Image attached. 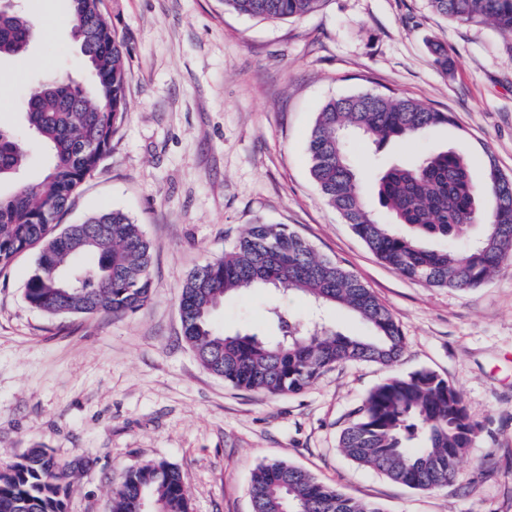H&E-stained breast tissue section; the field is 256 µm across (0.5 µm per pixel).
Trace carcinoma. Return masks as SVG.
Masks as SVG:
<instances>
[{"label": "carcinoma", "mask_w": 512, "mask_h": 512, "mask_svg": "<svg viewBox=\"0 0 512 512\" xmlns=\"http://www.w3.org/2000/svg\"><path fill=\"white\" fill-rule=\"evenodd\" d=\"M90 89L70 81H45L28 89L25 122L48 151L37 182L17 175L27 162L19 135L0 127V271L19 256L38 251L25 285L28 303L52 315L133 313L151 292V245L123 211L95 214L80 224H59L60 215L104 155L87 147H112L126 114L124 44L95 15L96 0H67ZM323 0H224L236 14L271 21L301 17ZM440 15L469 25L490 24L512 33V0H430ZM22 14L0 12V59L28 50L32 33ZM452 122L450 114L398 94L357 93L328 100L308 142L310 173L322 197L354 233L400 276L431 287L467 289L484 283L512 258V178L494 161L476 177L469 160L452 150L385 169L375 184L391 218L380 221L363 201L347 158L353 131L379 141H405ZM494 205L485 210L486 198ZM426 240L462 241L460 249H428ZM274 288L300 293L318 309L339 305L356 314L369 335L350 338L322 320L272 314L277 339L257 333L229 334L213 313L234 292ZM184 340L204 368L224 382L271 395L294 394L343 361L395 364L404 336L391 311L355 274L319 257L282 225L257 224L224 257L196 268L179 296ZM478 436L460 390L435 372L395 375L373 388L340 435L352 462L414 490L452 482L457 464ZM73 482L69 468L44 448H29L0 466V512H68ZM252 512H381L371 501L347 497L308 471L283 461L259 465L252 474ZM111 512H191L186 479L176 465L153 461L128 469L112 490Z\"/></svg>", "instance_id": "cac0c4a2"}]
</instances>
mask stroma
Segmentation results:
<instances>
[{"label":"stroma","instance_id":"stroma-1","mask_svg":"<svg viewBox=\"0 0 512 512\" xmlns=\"http://www.w3.org/2000/svg\"><path fill=\"white\" fill-rule=\"evenodd\" d=\"M37 39L0 62V126L25 131L21 99L37 80L89 82L67 0H23ZM126 47L125 120L110 152L61 216L77 224L120 209L152 248L151 295L121 319L33 308L28 252L0 273V462L38 447L73 464L69 512H110L129 468L165 460L186 476L192 512H251L253 470L299 466L381 512H512V261L480 287L433 288L383 264L323 199L307 142L331 98L396 93L451 114L404 143L356 139L349 160L377 208L378 171L433 151L467 155L512 177V35L439 15L429 0H326L278 21L240 16L224 0H104ZM448 51L440 69L433 44ZM253 224H282L360 278L405 337L398 362L340 363L306 390L269 395L207 371L184 341L180 286L223 257ZM296 316L300 295L227 297L226 331L276 338L268 309ZM434 371L462 393L480 431L450 485L420 492L347 459L342 430L387 377Z\"/></svg>","mask_w":512,"mask_h":512}]
</instances>
